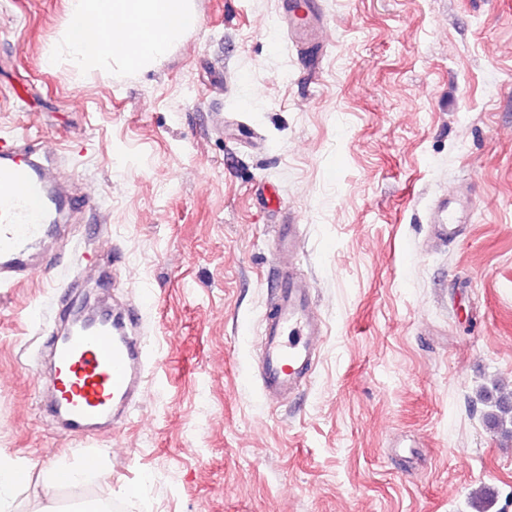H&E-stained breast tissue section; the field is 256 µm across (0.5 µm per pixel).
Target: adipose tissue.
I'll list each match as a JSON object with an SVG mask.
<instances>
[{
    "label": "adipose tissue",
    "mask_w": 512,
    "mask_h": 512,
    "mask_svg": "<svg viewBox=\"0 0 512 512\" xmlns=\"http://www.w3.org/2000/svg\"><path fill=\"white\" fill-rule=\"evenodd\" d=\"M199 25L193 0H68L66 19L46 51L47 63L64 62L75 73L150 69ZM73 465L41 468L0 456V512H13V491L40 476L48 496L34 512H56L49 493L79 486L100 475L102 456L80 451Z\"/></svg>",
    "instance_id": "obj_1"
}]
</instances>
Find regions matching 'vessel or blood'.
<instances>
[{"label": "vessel or blood", "mask_w": 512, "mask_h": 512, "mask_svg": "<svg viewBox=\"0 0 512 512\" xmlns=\"http://www.w3.org/2000/svg\"><path fill=\"white\" fill-rule=\"evenodd\" d=\"M289 40L303 44V62L318 74L324 58L318 33L326 23L315 0H282L277 15ZM82 195L68 194L49 159L26 138L0 136V283H18L33 267L41 245L57 235L64 214L87 207ZM467 219L455 192L429 208L428 223L441 237L455 240ZM297 224L281 225L274 254H296ZM139 308L105 309L86 323L68 322L49 336L53 387L51 413L70 434L97 431L144 391L154 366L141 334ZM324 327L308 278L295 269L280 270L274 296L259 332L258 376L273 400L294 395L312 373Z\"/></svg>", "instance_id": "vessel-or-blood-1"}]
</instances>
